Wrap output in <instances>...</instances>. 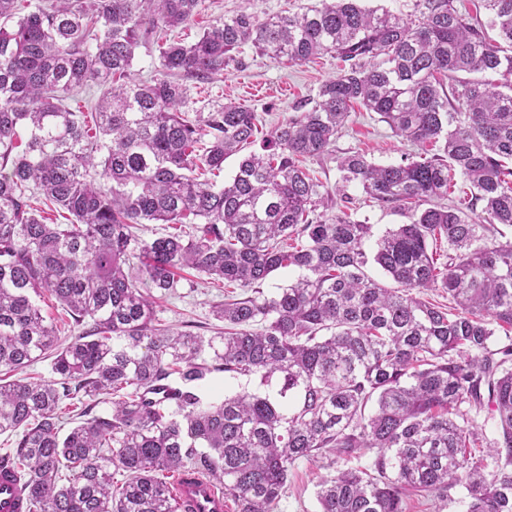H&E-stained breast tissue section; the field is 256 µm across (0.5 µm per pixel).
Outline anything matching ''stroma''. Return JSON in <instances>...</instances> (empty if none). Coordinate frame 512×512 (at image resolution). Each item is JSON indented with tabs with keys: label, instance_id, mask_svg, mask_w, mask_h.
Segmentation results:
<instances>
[{
	"label": "stroma",
	"instance_id": "35a3bbf8",
	"mask_svg": "<svg viewBox=\"0 0 512 512\" xmlns=\"http://www.w3.org/2000/svg\"><path fill=\"white\" fill-rule=\"evenodd\" d=\"M241 0H200L198 12L188 25L174 29L173 34L184 42L196 41L216 20L239 10ZM240 58L242 68L228 67L224 77L201 83L189 81L188 116L206 113L216 104L236 103L257 112L261 126L251 146L261 152L267 134L286 123L292 116L314 105L320 86L335 78L343 67L334 54L328 53L305 62L288 59L273 60L256 54L252 46H244ZM349 151L365 153L379 164L400 162L416 153L414 144L396 137L380 122L377 114L357 107L337 137L330 155L306 160L305 165L328 186L340 178L337 159ZM355 219L373 224L376 231L404 223L405 218L390 205L369 201L361 188L347 190ZM155 316L159 323L179 332L211 336L217 324L213 314L215 304L223 302L224 289L204 276L192 277L179 296L169 297L153 292ZM328 469L323 459L302 460L295 464L288 479L287 490L275 507V512H317L316 485Z\"/></svg>",
	"mask_w": 512,
	"mask_h": 512
}]
</instances>
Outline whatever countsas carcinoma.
I'll use <instances>...</instances> for the list:
<instances>
[{
    "label": "carcinoma",
    "instance_id": "cac0c4a2",
    "mask_svg": "<svg viewBox=\"0 0 512 512\" xmlns=\"http://www.w3.org/2000/svg\"><path fill=\"white\" fill-rule=\"evenodd\" d=\"M411 2L398 15L319 0L262 21L243 9L192 44L162 42L140 83L129 69L142 39L189 24L199 0H45L23 15L0 0L14 20L0 28V373L48 359L52 374L0 381V435L18 436L0 465L30 512H177L164 476L186 470L223 485L238 512H274L296 461L323 453L336 470L319 512H406L408 495L446 501L457 486L465 512H512V240L497 236L512 227V0H482L483 22L456 0ZM245 45L294 62L334 52L348 67L217 185L192 173L222 170L259 118L231 103L189 119L184 80L224 75ZM95 84L90 124L68 100ZM355 104L437 148L338 159L342 198L356 184L408 219L381 233L331 212L303 166L331 152ZM457 175L482 203L476 219L444 203ZM37 196L71 222L47 223ZM144 223L172 231L146 241ZM187 269L252 289L214 306L224 330L207 339L159 325L140 288L176 294ZM278 270L298 275L265 293ZM429 288L453 309L421 299ZM43 293L93 326L61 343ZM215 371L265 390L208 401ZM358 450L375 453L370 466L339 467Z\"/></svg>",
    "mask_w": 512,
    "mask_h": 512
}]
</instances>
